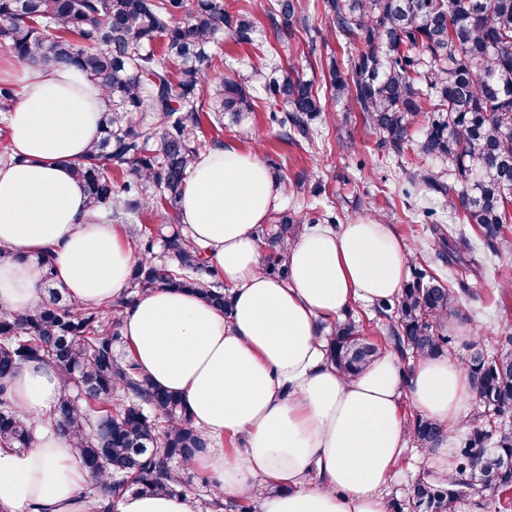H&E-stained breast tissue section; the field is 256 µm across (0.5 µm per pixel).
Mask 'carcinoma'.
Returning a JSON list of instances; mask_svg holds the SVG:
<instances>
[{
  "label": "carcinoma",
  "instance_id": "1",
  "mask_svg": "<svg viewBox=\"0 0 512 512\" xmlns=\"http://www.w3.org/2000/svg\"><path fill=\"white\" fill-rule=\"evenodd\" d=\"M317 9L327 35L352 48L342 63L329 58L325 89L356 105L385 151L402 155L420 125L419 150L448 164L404 172L403 195H441L494 254L512 253L504 231L512 223V0H319ZM267 22L277 40L290 41L307 15L301 0H275ZM255 31L249 12L227 11L223 0H0V51L33 72L79 67L109 99L99 137L74 174L92 211L132 227L130 245L141 256L127 295L106 307L65 298L49 254L38 258L40 303L22 312L0 306V447L27 450L39 430L54 429L91 474L86 496L94 512H115L130 490L184 492L192 479L205 489L203 512H255L254 495L226 504L215 480L195 470L215 440L194 425L179 394L143 372L121 333L134 296L163 288L188 290L231 313L223 275L180 225L179 208L198 155L223 146L217 136L200 139L204 114L219 131L248 121L258 107L244 78L211 76L210 48L223 34L249 43ZM262 78L280 139L314 144L324 115L314 83L278 64ZM320 222L307 211H283L258 229L263 271L288 280V244L302 225ZM411 265L412 281L376 306L387 343L404 359L452 354L455 338L445 325L462 311L465 289L415 257ZM325 352L341 372L356 374L379 348L362 323L347 319L331 328ZM461 361L476 408L453 450L454 474L427 472L407 499L391 500L393 512H457V487L470 479L498 512H512V426L504 421L512 348L490 353L473 344ZM30 362L52 366L62 380L45 418L23 414L12 401L11 379ZM407 427L424 450L445 434L418 413Z\"/></svg>",
  "mask_w": 512,
  "mask_h": 512
}]
</instances>
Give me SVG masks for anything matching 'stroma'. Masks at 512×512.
Masks as SVG:
<instances>
[{
	"label": "stroma",
	"instance_id": "1",
	"mask_svg": "<svg viewBox=\"0 0 512 512\" xmlns=\"http://www.w3.org/2000/svg\"><path fill=\"white\" fill-rule=\"evenodd\" d=\"M249 2L256 20L261 23L252 43L240 44L224 36L212 51L219 60V72L240 70L254 94H261L262 74L271 63L296 67L308 78L312 75L311 59L323 60L332 55L344 58V47L325 36L316 0H306L307 30L285 44L278 43L271 30L263 25L271 0ZM324 104L326 114L319 127L321 138L316 152L280 142L279 128L269 121L263 108L244 124L225 125L222 138L254 154L261 162L282 163L288 178H307L304 201L282 194L278 210H299L308 206L340 224L368 214L373 220L390 225L405 251L435 258L441 245L432 232L433 225L455 228L459 222L452 218L440 197L423 191L407 198L401 192L403 170L435 164L434 159L422 155L416 146L421 139L420 130H413V144L403 155L393 156L382 151L379 134L366 127L360 113H348L344 105L329 98ZM370 200L377 204L372 213L365 210ZM471 259L475 268L465 281L468 318L448 320V333L455 336V350L459 353L482 339L493 337L503 341L512 336V311L503 312L498 306L502 285L512 282V256H497L484 247L474 251Z\"/></svg>",
	"mask_w": 512,
	"mask_h": 512
}]
</instances>
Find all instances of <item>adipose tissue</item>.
<instances>
[{
	"label": "adipose tissue",
	"mask_w": 512,
	"mask_h": 512,
	"mask_svg": "<svg viewBox=\"0 0 512 512\" xmlns=\"http://www.w3.org/2000/svg\"><path fill=\"white\" fill-rule=\"evenodd\" d=\"M21 93L8 117L14 162L0 166V304L33 308L44 293L38 257L54 255V279L81 305L126 294L140 257L112 224L96 220L73 174L99 131L107 102L75 68L40 75L20 69ZM281 186L256 156L233 145L197 163L181 218L208 250L232 295L231 315L188 292L137 296L123 317L130 352L154 382L180 394L212 438L241 436L235 454L214 448L200 462L231 499L259 481L282 492L260 512H389L385 495L407 449L404 403L444 424L429 456L448 475L452 433L470 393L460 359H414L403 370L387 355L348 376L328 362L323 324L352 302L399 295L409 255L389 225L354 218L309 226L287 249L288 281L266 275L256 229ZM49 365L19 369L12 393L39 418L55 404ZM90 475L62 436L39 434L34 448H0V512H90ZM187 493L128 492L117 512H195Z\"/></svg>",
	"instance_id": "ef3b65f1"
}]
</instances>
